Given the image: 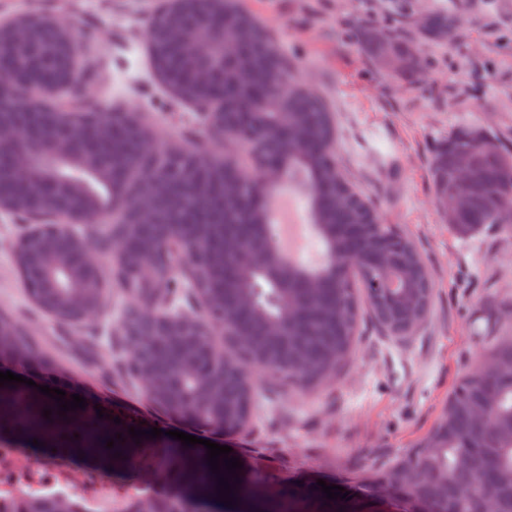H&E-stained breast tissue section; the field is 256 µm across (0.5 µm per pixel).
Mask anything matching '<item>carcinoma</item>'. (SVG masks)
<instances>
[{"instance_id": "obj_1", "label": "carcinoma", "mask_w": 512, "mask_h": 512, "mask_svg": "<svg viewBox=\"0 0 512 512\" xmlns=\"http://www.w3.org/2000/svg\"><path fill=\"white\" fill-rule=\"evenodd\" d=\"M455 22L427 16L422 40L446 43ZM363 46L395 74L415 77L422 54L389 28L360 32ZM150 62L179 100L207 114L215 133H233L252 152L251 168L194 155H156L144 149L147 133L134 112L101 119L100 107L83 98L88 69L78 59L69 34L38 14L0 25V65L19 75L17 104L0 109V124L23 125L38 146L30 173L0 163V207L27 223L15 251L19 273L33 303L60 326L84 322L98 312L107 282L89 263L84 241L103 250L121 241L123 254L112 279L132 303L122 317L120 342L128 359L124 372L142 387L151 403L175 418L221 432L250 423L252 394L240 364L258 365L283 385L315 386L333 378L349 358L357 333L358 289L367 292L372 311L394 336H406L427 314L434 284L414 244L339 173L332 156L335 126L315 94L300 88L273 89L279 80H297L271 35L237 0H164L149 25ZM206 45V55L190 44ZM207 69L209 81L200 73ZM65 90L69 107L22 111L34 79ZM72 143L73 154L56 158L45 144ZM161 171L163 188L149 201L151 221L121 211L113 224L88 219L123 198L138 194L141 173ZM300 175L315 230L336 263L310 268L285 260L271 233V188ZM437 201L448 196L464 206L448 218L461 237L488 224L504 231L506 197L512 195V151L481 129L452 134L432 159ZM64 214L76 230L55 227ZM193 260L179 279L156 288L141 276L147 262L171 268L185 246ZM394 278L392 293L375 284ZM198 303L222 325L224 336L180 311ZM492 372L476 368L463 376L448 397L424 446L411 450L383 471L381 481L395 494L431 500L437 512H512V337H496L484 355ZM0 361L48 367L53 358L28 336L12 315L0 313ZM49 408L50 418L42 416ZM105 417L100 418L97 409ZM102 395L83 409L58 415L56 400L21 384L0 386V435L36 438L49 448L93 453L136 475L150 454L166 477L184 493L154 502L152 512H197L200 497L217 499L220 479L239 502L254 495L243 473L211 469L207 449L189 450L158 438L135 443L128 428L147 430L136 416L114 423ZM115 440L112 449L106 441ZM120 457H114V454ZM264 512H343L323 492L277 491L265 498ZM0 512H90L77 496L0 497Z\"/></svg>"}]
</instances>
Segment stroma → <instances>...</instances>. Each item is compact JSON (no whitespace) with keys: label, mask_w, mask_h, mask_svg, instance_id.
I'll use <instances>...</instances> for the list:
<instances>
[{"label":"stroma","mask_w":512,"mask_h":512,"mask_svg":"<svg viewBox=\"0 0 512 512\" xmlns=\"http://www.w3.org/2000/svg\"><path fill=\"white\" fill-rule=\"evenodd\" d=\"M290 60L298 81L328 106L336 126L333 156L347 181L417 247L433 282L428 317L411 335H389L363 312L356 347L335 380L316 390L279 388L252 374L250 426L222 433L150 406L140 387L116 372V344L130 302L108 284L90 327L104 337L87 347V328L59 326L34 306L14 261L23 231L0 208V312L12 314L48 352L66 394L108 396L113 407L164 431L179 430L231 447L243 473L263 486L349 491L357 512L379 495L365 477L410 449L433 425L458 380L474 369L489 336H512V234L489 227L459 237L432 192L439 144L479 127L512 148V0H239ZM161 0H0V23L40 14L74 33H93L86 54L98 62L87 100L139 114L160 151L250 165L249 154L214 135L200 111L174 101L152 71L146 33ZM436 13L455 16L452 42L422 47L426 68L409 81L381 68L363 48L366 25L400 27ZM36 462L89 471L112 485L117 507L138 495L136 481L92 456L54 453L30 443Z\"/></svg>","instance_id":"1"}]
</instances>
